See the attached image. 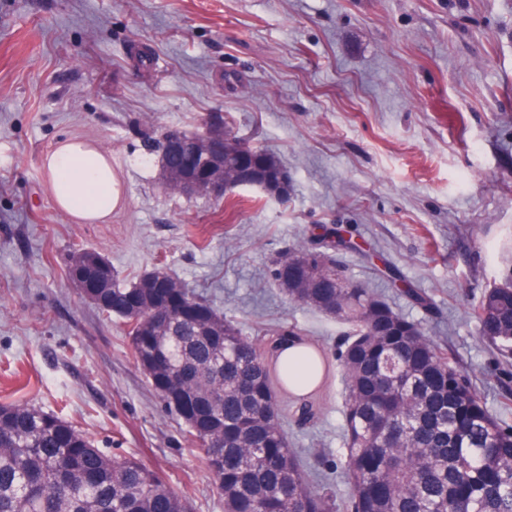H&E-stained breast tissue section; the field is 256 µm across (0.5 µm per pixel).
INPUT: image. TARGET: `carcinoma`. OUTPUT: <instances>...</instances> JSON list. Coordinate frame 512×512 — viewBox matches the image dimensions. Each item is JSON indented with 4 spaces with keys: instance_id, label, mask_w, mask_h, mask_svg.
<instances>
[{
    "instance_id": "carcinoma-1",
    "label": "carcinoma",
    "mask_w": 512,
    "mask_h": 512,
    "mask_svg": "<svg viewBox=\"0 0 512 512\" xmlns=\"http://www.w3.org/2000/svg\"><path fill=\"white\" fill-rule=\"evenodd\" d=\"M239 142L222 116L211 124ZM336 227L316 246L286 250L271 275L292 302L346 327L337 361L345 384L342 448L336 469L350 488L338 501L304 468L284 428L288 367L268 360L259 338L186 288L208 311L203 323L168 309L147 313L142 279L112 274L99 312L127 326L134 358L150 386L198 443L224 512H512V425L493 414L468 377L422 323L352 280L337 264ZM336 276L342 288H315ZM399 293L421 308L418 288ZM481 340L512 358V273L473 309ZM0 512H191L189 498L133 456L114 459L63 417L27 404L0 405Z\"/></svg>"
}]
</instances>
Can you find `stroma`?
<instances>
[{
    "label": "stroma",
    "instance_id": "obj_1",
    "mask_svg": "<svg viewBox=\"0 0 512 512\" xmlns=\"http://www.w3.org/2000/svg\"><path fill=\"white\" fill-rule=\"evenodd\" d=\"M216 115L280 159L287 197L163 188L164 135L206 133ZM68 137L104 149L120 184L94 224L50 194L43 157ZM324 224L353 243L346 275L422 321L512 424V361L470 316L512 272V0H0V404L62 412L106 454L190 487L192 512H224L123 321L72 286L71 256L96 250L128 282L166 266L262 347L294 325L332 360L343 326L270 274ZM316 402L311 422L289 415L288 437L341 499L339 373Z\"/></svg>",
    "mask_w": 512,
    "mask_h": 512
}]
</instances>
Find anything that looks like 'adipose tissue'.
<instances>
[{
	"label": "adipose tissue",
	"instance_id": "adipose-tissue-1",
	"mask_svg": "<svg viewBox=\"0 0 512 512\" xmlns=\"http://www.w3.org/2000/svg\"><path fill=\"white\" fill-rule=\"evenodd\" d=\"M43 166L55 205L77 222L102 220L119 202L112 159L95 144L77 138L62 139L45 154ZM311 353V348L296 339L276 342L273 350L301 387L315 385L319 379L310 370Z\"/></svg>",
	"mask_w": 512,
	"mask_h": 512
}]
</instances>
